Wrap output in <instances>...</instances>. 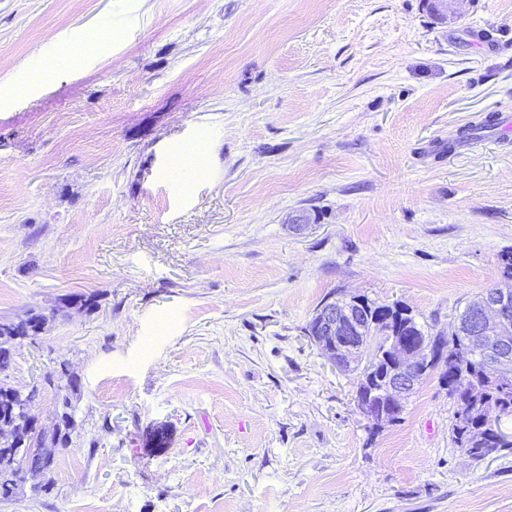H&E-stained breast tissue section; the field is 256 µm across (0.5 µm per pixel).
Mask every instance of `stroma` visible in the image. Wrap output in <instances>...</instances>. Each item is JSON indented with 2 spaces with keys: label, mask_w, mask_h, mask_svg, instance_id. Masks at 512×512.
I'll return each mask as SVG.
<instances>
[{
  "label": "stroma",
  "mask_w": 512,
  "mask_h": 512,
  "mask_svg": "<svg viewBox=\"0 0 512 512\" xmlns=\"http://www.w3.org/2000/svg\"><path fill=\"white\" fill-rule=\"evenodd\" d=\"M436 2L0 0V85L115 34L0 102V321L57 313L8 380L80 378L51 490L0 512H512V454L456 448L437 379L371 435L304 333L351 294L444 329L502 280L512 0ZM186 147L178 151L168 171L169 178L180 183H186L191 176L200 174L205 168L204 147L201 145Z\"/></svg>",
  "instance_id": "35a3bbf8"
}]
</instances>
